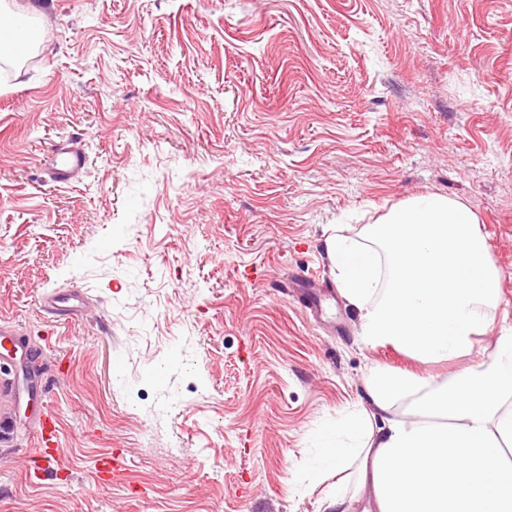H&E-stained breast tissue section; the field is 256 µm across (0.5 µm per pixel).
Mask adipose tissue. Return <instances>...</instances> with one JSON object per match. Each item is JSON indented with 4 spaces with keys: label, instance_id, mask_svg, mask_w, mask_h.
Wrapping results in <instances>:
<instances>
[{
    "label": "adipose tissue",
    "instance_id": "adipose-tissue-1",
    "mask_svg": "<svg viewBox=\"0 0 512 512\" xmlns=\"http://www.w3.org/2000/svg\"><path fill=\"white\" fill-rule=\"evenodd\" d=\"M368 405L320 431L316 476L353 469L376 512H512V331L438 383L377 367Z\"/></svg>",
    "mask_w": 512,
    "mask_h": 512
}]
</instances>
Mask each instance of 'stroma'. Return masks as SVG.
I'll return each mask as SVG.
<instances>
[{
	"label": "stroma",
	"mask_w": 512,
	"mask_h": 512,
	"mask_svg": "<svg viewBox=\"0 0 512 512\" xmlns=\"http://www.w3.org/2000/svg\"><path fill=\"white\" fill-rule=\"evenodd\" d=\"M0 512H324L317 432L371 367L438 380L512 326V0H0ZM80 143L79 179H50ZM422 194L479 218L502 298L469 357L364 340L324 239ZM80 289L81 316L44 296ZM56 470L30 477L41 411ZM121 457L112 476L104 464ZM292 288H296L294 292L306 309L312 313L323 312L328 294L322 288L319 273L309 274L304 281L295 282Z\"/></svg>",
	"instance_id": "obj_1"
}]
</instances>
